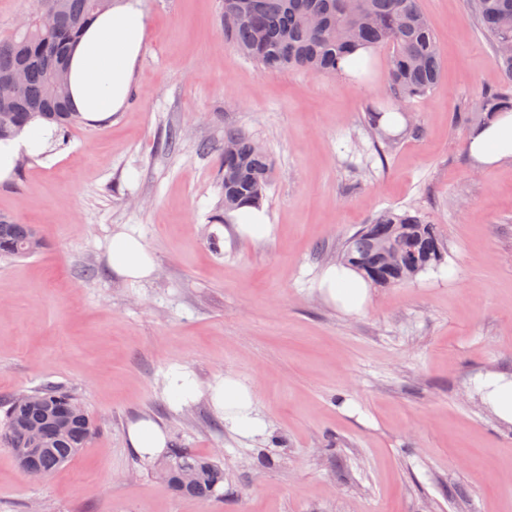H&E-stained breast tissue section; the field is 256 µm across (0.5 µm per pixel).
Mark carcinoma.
Wrapping results in <instances>:
<instances>
[{
  "mask_svg": "<svg viewBox=\"0 0 512 512\" xmlns=\"http://www.w3.org/2000/svg\"><path fill=\"white\" fill-rule=\"evenodd\" d=\"M474 16L497 47L512 42V0H471ZM241 21L222 29L224 39L245 58L268 72L301 70L341 76L340 63L356 48H392L385 98L397 111L428 94L442 72L439 46L418 0H224ZM100 10L95 0H42L36 16H57L52 24L12 30L0 38V79L15 70L20 60L28 66L21 97H0V140L18 135L35 119L55 124L54 137L67 134L84 122L71 103L58 105L56 87L66 80L69 53L83 28ZM512 109V90L503 88L481 95L478 111H465L459 120L482 124L492 115ZM387 113L375 101L366 107L365 120L384 140L393 136L383 128ZM221 202L212 222L231 224L232 212L258 205L274 177L267 152L245 132L224 133ZM43 240L30 224H17L0 214V256L35 255ZM445 244L436 225L419 213L387 209L350 237L340 261L372 285L389 288L415 280L444 262ZM32 400L8 403L0 446L18 461L49 474L70 462L87 447L96 432L94 421L77 399L46 384L31 393ZM35 448L37 452L28 453ZM162 468L167 485L176 494L203 501L216 496L224 481L219 462L186 448H173Z\"/></svg>",
  "mask_w": 512,
  "mask_h": 512,
  "instance_id": "carcinoma-1",
  "label": "carcinoma"
}]
</instances>
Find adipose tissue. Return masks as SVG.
<instances>
[{
    "label": "adipose tissue",
    "instance_id": "1",
    "mask_svg": "<svg viewBox=\"0 0 512 512\" xmlns=\"http://www.w3.org/2000/svg\"><path fill=\"white\" fill-rule=\"evenodd\" d=\"M145 36L140 0H113L110 8L87 26L70 52L69 92L76 112L103 122L123 109L132 86ZM51 130L35 123L15 139L0 142V181L10 178L21 155L45 153ZM467 152L477 169L512 164V111L495 114L467 136ZM109 264L118 276L149 278L155 263L134 235H113ZM325 295L344 312H360L369 298L367 282L348 267H328L320 279ZM476 389L499 419L512 424V378L489 372L479 376ZM210 399L224 425L245 438L264 435L268 425L259 415L252 387L225 375L211 388Z\"/></svg>",
    "mask_w": 512,
    "mask_h": 512
}]
</instances>
